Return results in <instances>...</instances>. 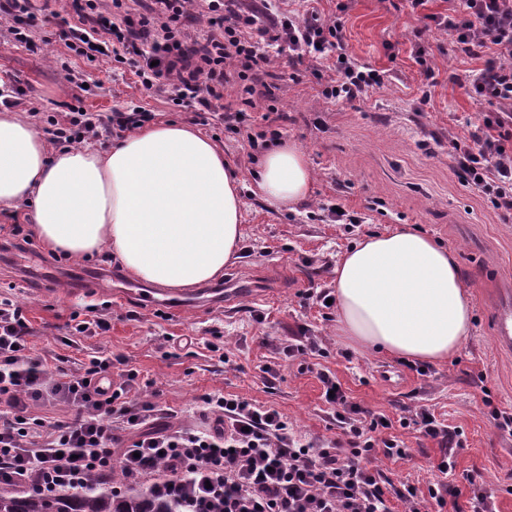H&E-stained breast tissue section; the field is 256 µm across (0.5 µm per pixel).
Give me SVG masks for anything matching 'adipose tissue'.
Instances as JSON below:
<instances>
[{
	"instance_id": "ef3b65f1",
	"label": "adipose tissue",
	"mask_w": 512,
	"mask_h": 512,
	"mask_svg": "<svg viewBox=\"0 0 512 512\" xmlns=\"http://www.w3.org/2000/svg\"><path fill=\"white\" fill-rule=\"evenodd\" d=\"M306 152L268 147L253 174L271 209L305 204ZM33 206L39 237L73 257L110 249L133 277L178 291L219 278L238 253L240 181L211 140L167 122L124 137L111 152L48 153L35 127L0 111V214ZM336 330L364 348L444 361L468 337L472 305L453 253L399 227L366 237L336 264Z\"/></svg>"
}]
</instances>
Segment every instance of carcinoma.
Wrapping results in <instances>:
<instances>
[{
	"mask_svg": "<svg viewBox=\"0 0 512 512\" xmlns=\"http://www.w3.org/2000/svg\"><path fill=\"white\" fill-rule=\"evenodd\" d=\"M192 494L189 482L178 497L161 496L141 486L115 494L111 480L96 475L77 491L51 497L34 490L0 491V512H185Z\"/></svg>",
	"mask_w": 512,
	"mask_h": 512,
	"instance_id": "1",
	"label": "carcinoma"
}]
</instances>
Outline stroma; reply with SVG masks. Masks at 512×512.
Here are the masks:
<instances>
[{"instance_id": "35a3bbf8", "label": "stroma", "mask_w": 512, "mask_h": 512, "mask_svg": "<svg viewBox=\"0 0 512 512\" xmlns=\"http://www.w3.org/2000/svg\"><path fill=\"white\" fill-rule=\"evenodd\" d=\"M448 0H428L413 10L409 0H350L343 16L348 51L383 71L385 81L360 100H325L311 73L275 67L266 95L256 97L240 133L214 119L202 126L242 180L243 238L224 276L261 288V299L230 304L203 302L173 311L150 309L131 298L62 285L34 295L19 288L13 268L0 266V300L23 308L33 329L31 344L48 355L50 372L73 371L87 354L112 359L113 374L135 369L152 382V399L172 409L160 416L206 425L202 400L221 391L253 400L287 416L300 435L342 440L333 410L322 397L321 372L336 375L348 399L368 413L392 419L426 405L455 429L462 442L451 477L457 505L470 512L475 493L491 494L499 512H512V436L498 430L492 408L512 411V350L494 340L491 310L497 289L512 286V215L463 186L448 160L449 137L466 138L489 112L473 97L470 79L484 57L465 54L427 19L447 13ZM37 30L36 49L0 42V80L19 83L44 111L79 107L107 118L113 109L136 106L154 112L156 122H189V109L151 98L126 68L67 54ZM422 43L434 68L426 76L416 64ZM79 74L64 79L65 69ZM286 113L275 122L281 139L302 147L314 171L312 194L297 210L272 211L252 194L251 172L262 149H250L248 135L262 131V112ZM357 214L360 224L333 221L334 206ZM408 225L450 249L472 309L469 338L447 362L429 364L379 355L336 332V311L307 299L309 289L331 287L339 254L359 240ZM103 309L108 330L73 334V316ZM316 336L322 350L290 358L291 339ZM217 349H209L210 341ZM407 459L378 458L373 465L393 486L419 490L437 480L440 450L415 427L397 426Z\"/></svg>"}]
</instances>
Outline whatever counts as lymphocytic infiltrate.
<instances>
[{
    "label": "lymphocytic infiltrate",
    "mask_w": 512,
    "mask_h": 512,
    "mask_svg": "<svg viewBox=\"0 0 512 512\" xmlns=\"http://www.w3.org/2000/svg\"><path fill=\"white\" fill-rule=\"evenodd\" d=\"M451 2L449 14L434 23L466 52L495 46L470 86L497 108L468 138L449 139L448 157L463 185L512 213V0ZM23 17L29 26H16ZM0 18L8 22L1 37L29 43L33 29L53 26L74 56L129 67L146 93L193 108L198 124L218 118L233 132L240 114L225 106V88L237 87L243 105L253 106L277 64L295 68L336 56L321 91L330 101H355L383 83L379 71L349 56L341 20L311 10L299 23L281 11L280 0H67L63 10L40 17L32 0H0ZM28 113L61 143L98 137L104 123L121 133L155 118L140 107L113 111L104 122L83 110L49 115L33 101ZM30 333L22 308L0 301L1 489L59 493L117 466L121 487L138 484L175 496L188 480L199 498L223 501L224 512H390L381 473L361 461L404 456L389 434L393 421L364 419L332 373L319 380L347 438L343 448L305 440L279 411L221 392L203 399L216 428L157 431L152 424L161 408L146 397L136 371L100 386L112 359L91 354L75 372L50 374L46 358L28 342ZM60 404L73 410V419L52 422L33 413ZM412 422L438 443L440 477L426 492L406 485L395 496L407 512H444L458 495L447 475L460 442L429 407L417 409Z\"/></svg>",
    "instance_id": "1"
}]
</instances>
